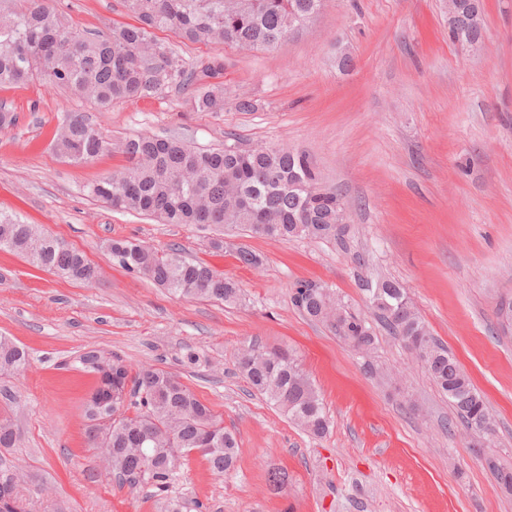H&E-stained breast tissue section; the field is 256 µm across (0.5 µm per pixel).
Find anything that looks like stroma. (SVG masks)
<instances>
[{"label":"stroma","mask_w":512,"mask_h":512,"mask_svg":"<svg viewBox=\"0 0 512 512\" xmlns=\"http://www.w3.org/2000/svg\"><path fill=\"white\" fill-rule=\"evenodd\" d=\"M482 39L453 42L443 0H325L319 15L268 51L193 44L187 57H224L223 111H192L189 97L114 103L108 110L39 80L0 88L17 121L0 127V213L41 225L84 252L93 286L32 268L0 251V335L27 346L31 365L0 376V413L20 437L0 462L47 484L29 512H160L149 493L118 489L86 442L83 403L93 375L73 369L90 348L131 367L178 374L236 432V469L211 474L190 456L173 495L206 512H512L483 463L512 468V0H482ZM73 25L125 21L120 0H48ZM352 58L340 68L336 56ZM246 93L253 112L235 109ZM83 112L112 140L175 137L218 147L284 144L306 151L324 186L350 203L344 242L248 234L237 246L262 258L241 265L217 251L215 228L160 224L93 200L85 185L120 167L105 154L74 164L56 155L53 132ZM133 238L237 280V305L168 294L114 265L111 240ZM385 278L408 292L431 334L447 346L496 420L475 440L444 430L455 412L402 344L375 327L379 375L326 325L292 303V285L314 280L360 311L363 284ZM293 349L321 393L331 426L310 436L259 395L237 368L251 342ZM202 362L182 364L185 348ZM288 475L283 489L270 470Z\"/></svg>","instance_id":"1"}]
</instances>
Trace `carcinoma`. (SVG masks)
I'll return each instance as SVG.
<instances>
[{
  "label": "carcinoma",
  "instance_id": "carcinoma-1",
  "mask_svg": "<svg viewBox=\"0 0 512 512\" xmlns=\"http://www.w3.org/2000/svg\"><path fill=\"white\" fill-rule=\"evenodd\" d=\"M461 19L450 28L456 42H477L483 26L469 22L474 0H460ZM322 0H122L133 24H114L101 32L78 29L46 0H0V87L41 79L52 89L82 91L101 109L112 103L152 99L171 89L193 88L192 107L224 111V57L195 62L180 46L161 42L154 31H169L185 43L227 45L246 50L272 48L306 27L305 19ZM53 148L62 158L87 163L117 152L126 165L90 183L87 194L118 211L136 212L161 224L215 226L232 235L273 224L267 238L336 240L338 199L324 187L311 157L300 150L235 144L203 149L175 138L133 136L112 141L83 112H70L58 126ZM309 186L318 187L310 195ZM112 261L169 293L192 299L239 302L238 283L201 261L185 258L180 247L159 249L142 241L110 242ZM0 251L22 256L32 267L88 285L98 271L80 251L41 226L0 215ZM370 308L409 348L419 344L424 367L448 397L461 423L475 431L489 414L485 400L454 356L437 342L401 285L380 279L366 289ZM336 295L316 281L294 284L293 303L309 320L323 323L354 350L372 353L377 337L361 312L343 304L339 322L322 314ZM82 369L99 375L84 407L85 435L92 448L112 449V475L120 485L146 488L159 497L162 512H202L203 504L169 496L181 461L198 452L216 475L233 471L239 456L236 435L224 419L181 380L154 365L131 372L106 350L79 357ZM30 366L25 347L0 336V374ZM238 368L250 387L281 409L298 427L324 436L329 419L322 398L292 351L252 344ZM12 421L0 417V448H12ZM488 466L507 492L512 471L488 458ZM0 466V512H24L17 484Z\"/></svg>",
  "mask_w": 512,
  "mask_h": 512
}]
</instances>
